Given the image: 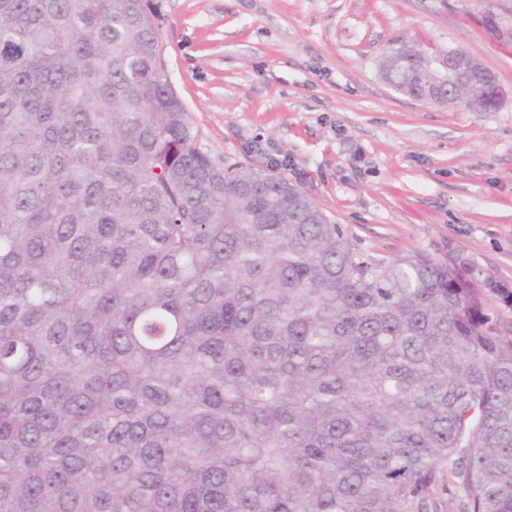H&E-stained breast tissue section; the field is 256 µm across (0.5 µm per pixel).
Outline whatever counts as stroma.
I'll return each instance as SVG.
<instances>
[{"instance_id": "stroma-1", "label": "stroma", "mask_w": 512, "mask_h": 512, "mask_svg": "<svg viewBox=\"0 0 512 512\" xmlns=\"http://www.w3.org/2000/svg\"><path fill=\"white\" fill-rule=\"evenodd\" d=\"M170 82L219 165L272 166L371 262L459 257L512 288V0H154ZM495 71L494 112L380 77L397 41Z\"/></svg>"}]
</instances>
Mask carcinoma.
<instances>
[{"label": "carcinoma", "mask_w": 512, "mask_h": 512, "mask_svg": "<svg viewBox=\"0 0 512 512\" xmlns=\"http://www.w3.org/2000/svg\"><path fill=\"white\" fill-rule=\"evenodd\" d=\"M489 294L214 163L150 0H0V512H512Z\"/></svg>", "instance_id": "cac0c4a2"}]
</instances>
